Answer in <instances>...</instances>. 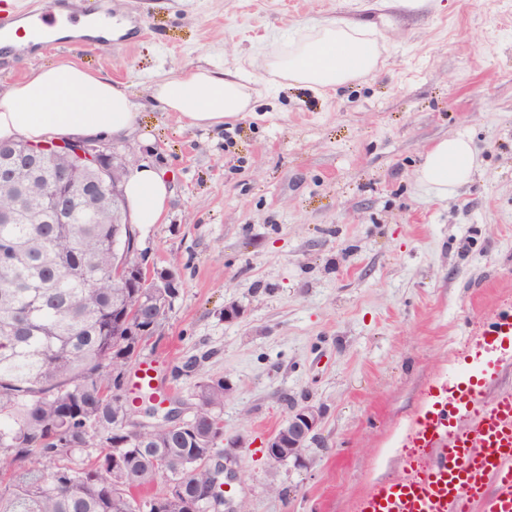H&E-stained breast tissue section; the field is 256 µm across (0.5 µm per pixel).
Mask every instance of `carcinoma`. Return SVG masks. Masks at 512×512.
I'll list each match as a JSON object with an SVG mask.
<instances>
[{
  "label": "carcinoma",
  "mask_w": 512,
  "mask_h": 512,
  "mask_svg": "<svg viewBox=\"0 0 512 512\" xmlns=\"http://www.w3.org/2000/svg\"><path fill=\"white\" fill-rule=\"evenodd\" d=\"M69 158L45 156L20 180H0V512H212L205 489L220 474L208 453L224 380L195 384L192 418L133 431L114 404L112 358L139 354L125 336L127 317H149L148 289L119 291L113 245L132 224L112 223V196L61 194L50 186ZM71 224L57 223L55 207ZM104 439L86 462L85 439ZM144 489L160 471L179 482L174 498H139L112 487V448Z\"/></svg>",
  "instance_id": "carcinoma-1"
}]
</instances>
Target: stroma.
<instances>
[{
    "label": "stroma",
    "instance_id": "1",
    "mask_svg": "<svg viewBox=\"0 0 512 512\" xmlns=\"http://www.w3.org/2000/svg\"><path fill=\"white\" fill-rule=\"evenodd\" d=\"M101 3L109 48L52 33L1 49L0 88L75 55L139 104V133L112 150L168 176L164 220L139 245L182 281L141 361L187 411L200 377L231 383L224 432L245 444L228 499L241 512H357L403 473L406 429L438 380L466 372L484 324L512 307V0ZM320 18L374 30L378 71L321 95L259 68ZM199 67L248 71L254 110L205 129L152 100L157 79ZM455 136L479 166L441 198L416 172ZM306 402L323 419L303 463L271 465L267 438Z\"/></svg>",
    "mask_w": 512,
    "mask_h": 512
}]
</instances>
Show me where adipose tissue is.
<instances>
[{
	"instance_id": "1",
	"label": "adipose tissue",
	"mask_w": 512,
	"mask_h": 512,
	"mask_svg": "<svg viewBox=\"0 0 512 512\" xmlns=\"http://www.w3.org/2000/svg\"><path fill=\"white\" fill-rule=\"evenodd\" d=\"M380 51L375 32L343 19L324 18L302 28L285 52L265 56L263 69L290 84L318 93L341 88L375 72ZM253 79L247 71L203 67L155 82L151 97L186 125L213 128L250 111ZM138 106L109 77L66 59L31 70L0 88V141L33 144L73 138L123 137L135 131ZM478 166L469 139L456 136L430 148L417 172L419 181L445 196L467 182ZM136 224L161 223L170 186L164 171L137 167L124 186Z\"/></svg>"
}]
</instances>
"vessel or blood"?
I'll list each match as a JSON object with an SVG mask.
<instances>
[{"label": "vessel or blood", "mask_w": 512, "mask_h": 512, "mask_svg": "<svg viewBox=\"0 0 512 512\" xmlns=\"http://www.w3.org/2000/svg\"><path fill=\"white\" fill-rule=\"evenodd\" d=\"M70 0H42L24 23L0 18V42L20 34L47 32L84 14ZM512 339V313L496 316L481 333L485 356L468 375H444L425 408L411 421L404 445L418 449L402 476L381 484L361 500L357 512H512V395L481 398L487 375ZM135 389L164 390L155 366H138Z\"/></svg>", "instance_id": "b4317fda"}]
</instances>
